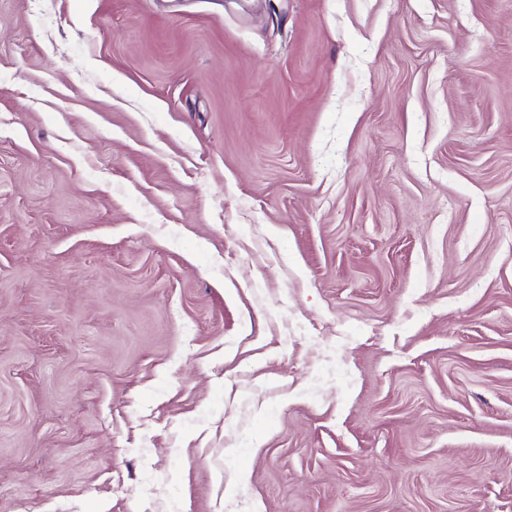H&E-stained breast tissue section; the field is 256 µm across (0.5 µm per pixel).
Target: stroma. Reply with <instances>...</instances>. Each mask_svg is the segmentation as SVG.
<instances>
[{"label": "stroma", "instance_id": "obj_1", "mask_svg": "<svg viewBox=\"0 0 512 512\" xmlns=\"http://www.w3.org/2000/svg\"><path fill=\"white\" fill-rule=\"evenodd\" d=\"M0 512H512V0H0Z\"/></svg>", "mask_w": 512, "mask_h": 512}]
</instances>
